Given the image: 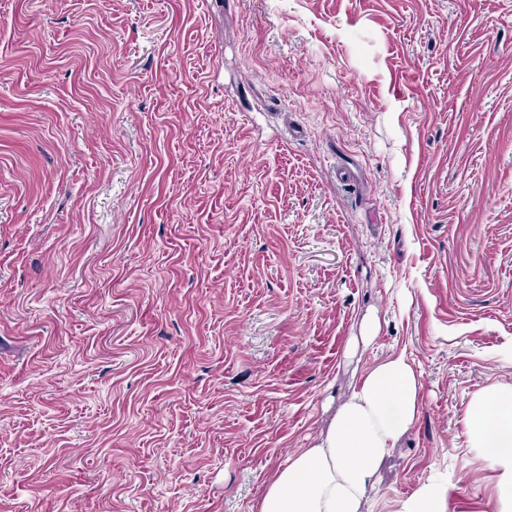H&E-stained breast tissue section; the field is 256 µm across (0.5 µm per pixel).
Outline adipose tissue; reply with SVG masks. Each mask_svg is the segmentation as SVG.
Wrapping results in <instances>:
<instances>
[{
	"label": "adipose tissue",
	"mask_w": 512,
	"mask_h": 512,
	"mask_svg": "<svg viewBox=\"0 0 512 512\" xmlns=\"http://www.w3.org/2000/svg\"><path fill=\"white\" fill-rule=\"evenodd\" d=\"M420 408L419 376L404 357L374 364L318 441L275 471L257 512H360ZM466 431L470 446L500 470L499 493L512 512V384L493 386L473 400Z\"/></svg>",
	"instance_id": "adipose-tissue-1"
}]
</instances>
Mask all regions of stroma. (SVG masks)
<instances>
[{"instance_id":"1","label":"stroma","mask_w":512,"mask_h":512,"mask_svg":"<svg viewBox=\"0 0 512 512\" xmlns=\"http://www.w3.org/2000/svg\"><path fill=\"white\" fill-rule=\"evenodd\" d=\"M398 354L361 512H501L512 0H0V512H256ZM467 438L495 468L501 471L500 497L512 510V384L484 391L472 402L466 422ZM447 484L430 482L403 500L398 512H444Z\"/></svg>"}]
</instances>
